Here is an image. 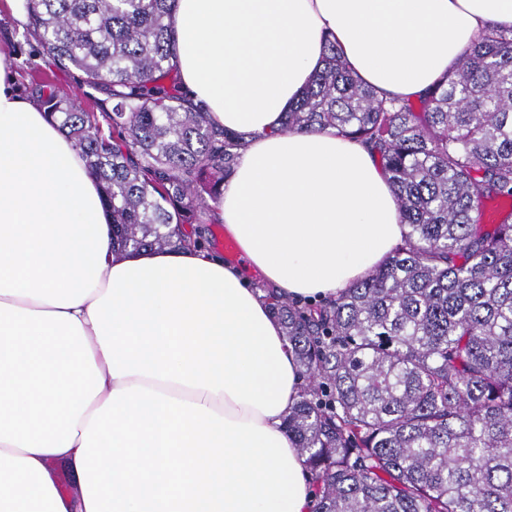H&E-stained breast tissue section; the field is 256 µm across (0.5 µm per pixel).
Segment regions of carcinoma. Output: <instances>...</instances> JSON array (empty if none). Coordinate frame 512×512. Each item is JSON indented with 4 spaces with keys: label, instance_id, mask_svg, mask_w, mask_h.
<instances>
[{
    "label": "carcinoma",
    "instance_id": "obj_1",
    "mask_svg": "<svg viewBox=\"0 0 512 512\" xmlns=\"http://www.w3.org/2000/svg\"><path fill=\"white\" fill-rule=\"evenodd\" d=\"M175 0H25L26 36L103 92L89 111L47 78L31 97L86 158L123 247L206 224L245 136L212 124L172 63ZM326 65L288 132L365 145L402 242L325 304L264 289L305 378L286 418L311 512H512V26L487 24L423 98H383L323 37Z\"/></svg>",
    "mask_w": 512,
    "mask_h": 512
}]
</instances>
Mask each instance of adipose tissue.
<instances>
[{
	"instance_id": "ef3b65f1",
	"label": "adipose tissue",
	"mask_w": 512,
	"mask_h": 512,
	"mask_svg": "<svg viewBox=\"0 0 512 512\" xmlns=\"http://www.w3.org/2000/svg\"><path fill=\"white\" fill-rule=\"evenodd\" d=\"M171 22L185 90L249 140L210 215L237 264L119 250L81 151L0 55V512H311L285 425L304 378L250 276L333 298L403 226L359 142L282 118L325 40L414 100L512 0H177Z\"/></svg>"
}]
</instances>
